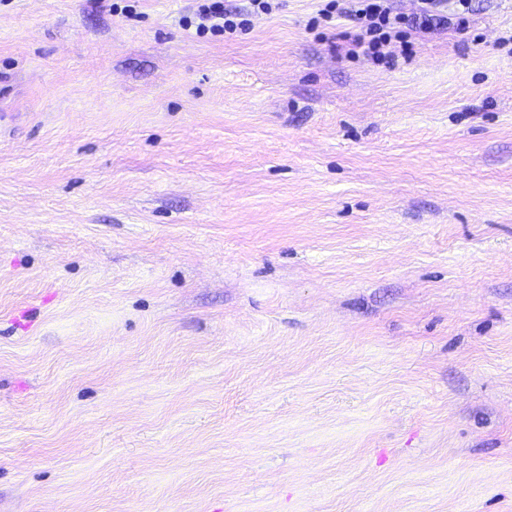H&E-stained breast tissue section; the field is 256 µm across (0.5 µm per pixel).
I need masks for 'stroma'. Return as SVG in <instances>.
Here are the masks:
<instances>
[{
  "instance_id": "obj_1",
  "label": "stroma",
  "mask_w": 512,
  "mask_h": 512,
  "mask_svg": "<svg viewBox=\"0 0 512 512\" xmlns=\"http://www.w3.org/2000/svg\"><path fill=\"white\" fill-rule=\"evenodd\" d=\"M0 0V512H512V0ZM197 2H210L198 4L194 13L197 23V30L223 31L233 35L237 32H244L248 29L249 20L242 18L241 12L230 10L224 5L223 0H197ZM344 2H349V6L340 9H337L336 4H327L321 10V15L327 19L332 18L331 9L335 6L339 14L356 23L355 32L347 36V54L353 58L363 56L375 62L393 65L399 56L408 58L411 55V45L405 40L403 28L426 33L447 23V17L440 14L442 0H422L420 11L413 16L394 14L389 0Z\"/></svg>"
}]
</instances>
